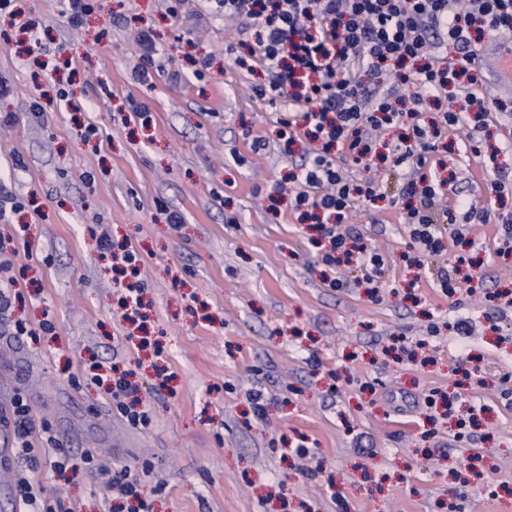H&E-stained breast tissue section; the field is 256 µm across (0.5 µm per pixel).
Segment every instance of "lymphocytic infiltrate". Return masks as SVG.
<instances>
[{"instance_id": "obj_1", "label": "lymphocytic infiltrate", "mask_w": 512, "mask_h": 512, "mask_svg": "<svg viewBox=\"0 0 512 512\" xmlns=\"http://www.w3.org/2000/svg\"><path fill=\"white\" fill-rule=\"evenodd\" d=\"M208 10L246 19L248 54L236 57V64L267 73L266 84L254 93L277 107L279 139L310 144L304 162L273 191L288 195L300 221L315 224L318 234L308 244L323 265L361 271L370 291L380 288L384 255L363 244L347 224L353 212L370 210L383 195L373 180L344 172L347 162L369 154L377 129L391 135L383 162L410 171L402 188L403 221L419 257L441 251L458 210L490 223L488 209L476 199L451 193L449 179L439 174L445 166L439 146H476L475 137L456 139L463 115L447 99L479 96L483 66L472 36L484 31L511 36L512 0H208ZM385 81L390 89L373 92V85ZM406 86L413 87L412 95H403ZM99 242L131 278L123 305L137 310L139 255L105 232ZM107 391L130 425L150 424L127 375L109 377ZM10 415L16 457L42 461L51 474L66 472L69 451L47 422H35L23 397L14 398ZM83 462L131 502V512H151L140 479L128 468L98 469L90 453Z\"/></svg>"}]
</instances>
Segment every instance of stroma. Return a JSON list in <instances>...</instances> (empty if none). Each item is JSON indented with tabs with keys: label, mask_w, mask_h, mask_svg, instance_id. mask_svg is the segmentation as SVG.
<instances>
[{
	"label": "stroma",
	"mask_w": 512,
	"mask_h": 512,
	"mask_svg": "<svg viewBox=\"0 0 512 512\" xmlns=\"http://www.w3.org/2000/svg\"><path fill=\"white\" fill-rule=\"evenodd\" d=\"M17 8L16 21L0 17L10 38L0 42L10 88L0 96V179L33 206L9 218L4 254L25 267L26 287L0 316V409L24 396L78 466L50 478L15 461L0 512H12L24 478L77 512H113L115 499L79 463L87 450L139 478L153 512H512V402L500 395L501 375H512V306L485 299L512 290V255L494 253L495 220L512 216V116L493 115L479 154L444 156L452 188L493 218L471 230L482 262L458 301L433 283L455 239L444 237L424 269L407 266L409 172L375 158L353 175L375 180L385 199L350 222L384 253L383 287L370 297L347 272L333 290L302 225L265 202L308 148L283 152L273 107L253 93L264 76L233 63L245 19L209 16L202 0H187L176 19L162 0H95L74 30L59 0ZM143 31L165 70L140 84L131 68ZM203 56L212 65L199 80L190 61ZM63 64L82 111L61 102L35 119L32 99L52 93ZM174 70L185 80L170 81ZM130 97L147 106L149 125L126 120ZM88 123L97 135L86 142L78 127ZM170 211L183 224H168ZM96 224L139 252L143 333L162 355L131 339ZM19 317L55 332L36 345L13 337ZM460 318L472 325L464 339L448 328ZM400 336L424 340L415 361L396 360ZM465 349L483 375L463 385L455 356ZM92 362L136 368L150 426L128 425L97 384L72 383ZM159 367L172 375L160 391ZM434 387L458 396L454 414L428 419L423 396ZM258 390L260 418L249 401ZM471 406L480 426L456 440V415ZM300 441L308 456L294 453Z\"/></svg>",
	"instance_id": "obj_1"
}]
</instances>
